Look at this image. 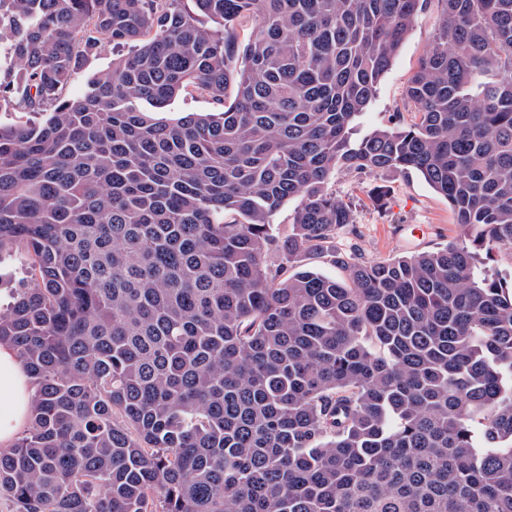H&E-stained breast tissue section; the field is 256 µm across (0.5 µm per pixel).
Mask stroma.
Instances as JSON below:
<instances>
[{
  "mask_svg": "<svg viewBox=\"0 0 512 512\" xmlns=\"http://www.w3.org/2000/svg\"><path fill=\"white\" fill-rule=\"evenodd\" d=\"M442 0H426L414 27L381 81L377 96L356 122V137L392 124L396 117H409L405 98L409 78L420 59L432 48L443 15ZM125 48L102 42L83 59L75 80L62 91L64 98L79 95L86 83L112 69L114 59L124 56ZM338 198L356 205V234L339 232L340 250H358L369 260H379L406 252L433 250L448 244L460 233V227L447 200L435 193L420 177L396 170L377 173L339 171L329 183ZM387 193L385 207H375V191Z\"/></svg>",
  "mask_w": 512,
  "mask_h": 512,
  "instance_id": "stroma-1",
  "label": "stroma"
}]
</instances>
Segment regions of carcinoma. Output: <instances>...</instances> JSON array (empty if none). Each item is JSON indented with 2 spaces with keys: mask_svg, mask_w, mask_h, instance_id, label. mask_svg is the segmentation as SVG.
<instances>
[{
  "mask_svg": "<svg viewBox=\"0 0 512 512\" xmlns=\"http://www.w3.org/2000/svg\"><path fill=\"white\" fill-rule=\"evenodd\" d=\"M442 2L411 119L354 143L422 0H0V103L49 110L0 124L13 512H512V0ZM100 36L135 51L59 98ZM191 87L222 110L157 117ZM341 169L418 175L463 238L336 252ZM2 273L4 274L0 284V305L3 306L11 300V288H19L22 284L27 283L24 274V260L17 257V259H15L5 271H2ZM33 389L18 352L0 343V447H11L29 423Z\"/></svg>",
  "mask_w": 512,
  "mask_h": 512,
  "instance_id": "cac0c4a2",
  "label": "carcinoma"
}]
</instances>
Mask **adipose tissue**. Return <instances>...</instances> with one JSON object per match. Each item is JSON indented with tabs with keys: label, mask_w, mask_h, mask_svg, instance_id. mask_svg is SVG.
<instances>
[{
	"label": "adipose tissue",
	"mask_w": 512,
	"mask_h": 512,
	"mask_svg": "<svg viewBox=\"0 0 512 512\" xmlns=\"http://www.w3.org/2000/svg\"><path fill=\"white\" fill-rule=\"evenodd\" d=\"M33 389L18 352L0 343V447L9 448L29 423Z\"/></svg>",
	"instance_id": "adipose-tissue-1"
}]
</instances>
